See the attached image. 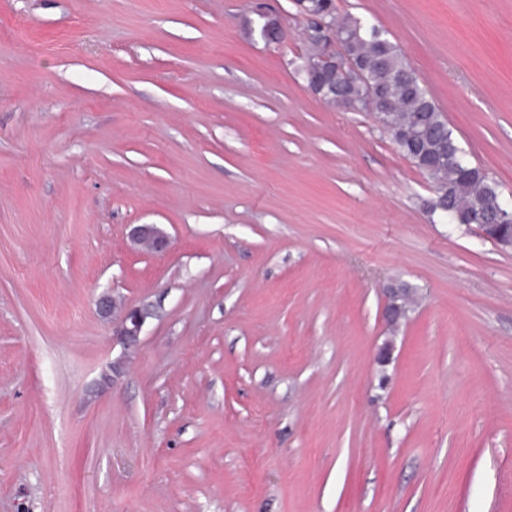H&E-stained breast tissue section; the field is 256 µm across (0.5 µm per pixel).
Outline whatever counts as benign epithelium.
Instances as JSON below:
<instances>
[{"label": "benign epithelium", "instance_id": "7a95c632", "mask_svg": "<svg viewBox=\"0 0 512 512\" xmlns=\"http://www.w3.org/2000/svg\"><path fill=\"white\" fill-rule=\"evenodd\" d=\"M307 40L312 45L308 70V88L320 100L350 106L344 97L336 76L350 81L359 78L368 80V68L356 65L344 52L335 49L339 42L336 36L326 38L314 35V29L307 31ZM500 206L492 203L477 214L473 224L480 237L493 243L503 251L512 250V240L499 236ZM128 239L130 245L148 253H163L170 247V237L160 224H131ZM412 294L410 288H386V304L383 317L391 322L398 321L404 314V300ZM96 310L103 320L112 322V343L121 346L120 356L113 360L104 372V379L119 376L126 364L134 358L142 345V336L147 321L156 316L148 305L128 304L114 294L104 293L96 301Z\"/></svg>", "mask_w": 512, "mask_h": 512}]
</instances>
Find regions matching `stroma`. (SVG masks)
Returning <instances> with one entry per match:
<instances>
[{"mask_svg": "<svg viewBox=\"0 0 512 512\" xmlns=\"http://www.w3.org/2000/svg\"><path fill=\"white\" fill-rule=\"evenodd\" d=\"M336 3L512 205V0ZM306 25L0 0V512H512V251L432 221L373 113L311 93ZM396 280L421 303L393 337ZM107 290L161 308L112 383ZM128 239L130 245L148 253H163L170 247V237L159 224H130ZM414 289L410 288H393L391 284L386 288V304L383 310V317L391 323L399 321L403 314L407 316V310L404 312V300L406 296L412 294Z\"/></svg>", "mask_w": 512, "mask_h": 512, "instance_id": "stroma-1", "label": "stroma"}]
</instances>
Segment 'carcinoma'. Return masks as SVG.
<instances>
[{"label":"carcinoma","instance_id":"1","mask_svg":"<svg viewBox=\"0 0 512 512\" xmlns=\"http://www.w3.org/2000/svg\"><path fill=\"white\" fill-rule=\"evenodd\" d=\"M326 24L344 38L350 57L369 66L370 86L357 84L346 94L367 109L369 88L380 90L393 110L379 120L398 151L432 185L428 213L459 230L489 201L501 200L499 185L481 166L472 163L460 146L448 119L438 107L403 50L367 20L340 15L332 9Z\"/></svg>","mask_w":512,"mask_h":512}]
</instances>
